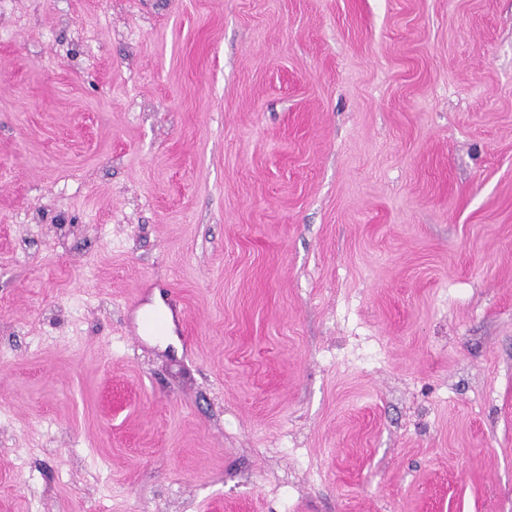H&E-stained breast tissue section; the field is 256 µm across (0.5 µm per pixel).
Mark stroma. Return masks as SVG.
I'll return each instance as SVG.
<instances>
[{
    "instance_id": "obj_1",
    "label": "stroma",
    "mask_w": 512,
    "mask_h": 512,
    "mask_svg": "<svg viewBox=\"0 0 512 512\" xmlns=\"http://www.w3.org/2000/svg\"><path fill=\"white\" fill-rule=\"evenodd\" d=\"M0 512H512V0H0Z\"/></svg>"
}]
</instances>
